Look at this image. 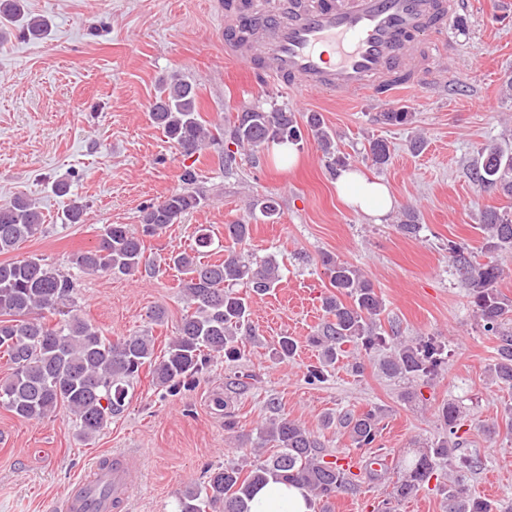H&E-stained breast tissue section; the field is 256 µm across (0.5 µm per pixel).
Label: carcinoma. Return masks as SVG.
I'll return each mask as SVG.
<instances>
[{
    "label": "carcinoma",
    "mask_w": 512,
    "mask_h": 512,
    "mask_svg": "<svg viewBox=\"0 0 512 512\" xmlns=\"http://www.w3.org/2000/svg\"><path fill=\"white\" fill-rule=\"evenodd\" d=\"M0 16L18 21L25 38L42 39L48 33V21L28 13L24 0H0ZM196 99L197 85L176 73L159 83L151 110L153 123L186 158L222 142L224 169L231 170L248 158L246 150L260 148L274 138L296 146L307 131L317 139L331 171L349 166L348 159L337 154L334 138L316 112L305 116L303 127L295 113L284 108L255 106L237 113L227 129L212 131L205 126ZM412 118V113L400 110L379 116L393 126L408 125ZM231 144L236 150L229 148ZM366 159L377 167L387 165L391 159L388 143L369 141ZM470 176L482 190L512 197V150L497 143L484 146ZM181 178L184 187L147 206L138 228L105 225L93 248L72 255V267L85 274L113 276H132L143 268L156 267V261L145 255L144 238L178 223L206 200L193 166H185ZM86 213L87 206L79 198L69 199V223H83ZM250 229L247 222L224 225V238L232 242L224 247L215 245L211 230L199 224L191 251L172 252L164 258L165 265L185 275L182 288L187 307L194 311L182 316L176 336L160 358L155 356L153 337L110 340L84 319L76 309L75 275L36 256L0 262V353L11 365L10 376L0 382V407L26 420L50 418L64 409L74 416L79 437L87 441L124 411L128 387L143 371H148L155 387L175 394L194 386L214 358L239 359V334L250 329L252 298L268 294L281 281L275 257L253 261L236 250L250 239ZM480 229L486 261L480 262L456 246L451 254L456 271L468 286L474 313L497 340L489 376L512 386V331L507 328L512 321V299L497 289L504 269L496 259L504 251L512 252V213L488 209ZM43 233V213L33 200L17 197L0 205V253L11 252ZM214 245L224 252V259L217 264L202 262ZM321 265L336 292L322 299L327 320L309 337V343L321 351V365L307 371L311 384L324 379V368L338 361L345 344H353L369 357L387 342L380 322L383 301L374 283L360 268L336 256L323 255ZM446 358L445 346L428 337L395 349L380 360L379 367L388 377L430 378L438 374ZM269 406L275 417L259 429L254 444L259 449L270 444L276 452L247 468L239 463L207 468L202 483H193L182 492L179 512H250L254 491L271 480L300 485L318 503L354 487L356 475L336 460H325L324 444L318 436L280 414L275 401ZM441 417L448 435L434 444L431 454L403 455L397 460L396 469L404 473L405 480L397 486L395 500L410 497L430 481L434 460L442 459L448 461L449 471L448 486L443 488L446 512H494L492 503L472 494L457 475L461 469L472 472L480 467L476 456H455L458 407L443 405ZM336 421L356 447H373L379 433V411L345 412Z\"/></svg>",
    "instance_id": "obj_1"
}]
</instances>
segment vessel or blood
Here are the masks:
<instances>
[{
  "instance_id": "b4317fda",
  "label": "vessel or blood",
  "mask_w": 512,
  "mask_h": 512,
  "mask_svg": "<svg viewBox=\"0 0 512 512\" xmlns=\"http://www.w3.org/2000/svg\"><path fill=\"white\" fill-rule=\"evenodd\" d=\"M463 0H226L224 56L247 67L254 85L278 84L295 95L382 99L423 95L439 70L426 69L423 42L459 17ZM142 456L96 462L74 483L58 512H121Z\"/></svg>"
}]
</instances>
